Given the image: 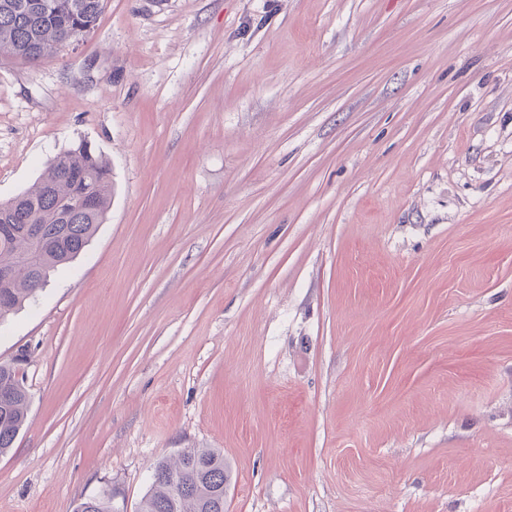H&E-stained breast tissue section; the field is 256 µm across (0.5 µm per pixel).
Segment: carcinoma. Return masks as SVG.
Masks as SVG:
<instances>
[{
    "label": "carcinoma",
    "mask_w": 512,
    "mask_h": 512,
    "mask_svg": "<svg viewBox=\"0 0 512 512\" xmlns=\"http://www.w3.org/2000/svg\"><path fill=\"white\" fill-rule=\"evenodd\" d=\"M102 0H0V58L36 64L64 46L69 31L94 30ZM89 196L94 209L73 211L60 223L63 201ZM112 199L111 170L82 140L56 156L40 178L13 200L0 203V268L13 270L10 288H0V320L36 297L55 268L73 261L104 223ZM43 248L32 255L30 226ZM24 354L0 362V455L11 451L26 423L29 395L19 377ZM224 454L194 448L175 461L162 460L138 512H224ZM74 512H112V495L80 502Z\"/></svg>",
    "instance_id": "carcinoma-1"
}]
</instances>
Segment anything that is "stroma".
I'll list each match as a JSON object with an SVG mask.
<instances>
[{"label": "stroma", "instance_id": "35a3bbf8", "mask_svg": "<svg viewBox=\"0 0 512 512\" xmlns=\"http://www.w3.org/2000/svg\"><path fill=\"white\" fill-rule=\"evenodd\" d=\"M88 141L112 205L0 322V512H512V0H104L0 58V202ZM24 354L7 362H0V455L11 451L26 423L29 395L19 377ZM173 479L181 484L178 492ZM228 479L223 453L192 448L190 456L156 464L151 489L138 512H224V482Z\"/></svg>", "mask_w": 512, "mask_h": 512}]
</instances>
